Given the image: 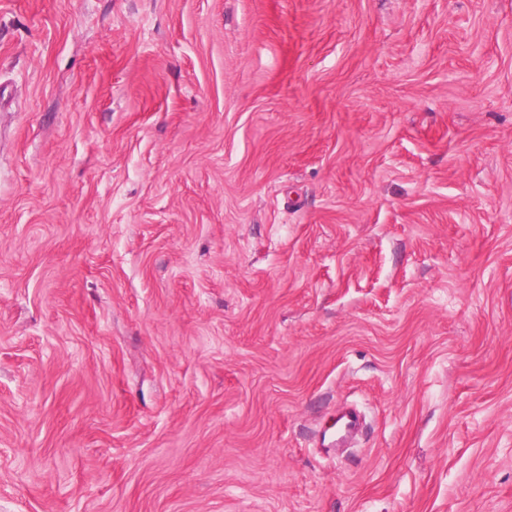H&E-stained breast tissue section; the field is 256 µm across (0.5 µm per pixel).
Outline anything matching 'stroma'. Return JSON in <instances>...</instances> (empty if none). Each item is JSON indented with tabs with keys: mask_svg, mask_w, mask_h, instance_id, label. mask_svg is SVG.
Masks as SVG:
<instances>
[{
	"mask_svg": "<svg viewBox=\"0 0 512 512\" xmlns=\"http://www.w3.org/2000/svg\"><path fill=\"white\" fill-rule=\"evenodd\" d=\"M0 512H512V0H0Z\"/></svg>",
	"mask_w": 512,
	"mask_h": 512,
	"instance_id": "obj_1",
	"label": "stroma"
}]
</instances>
